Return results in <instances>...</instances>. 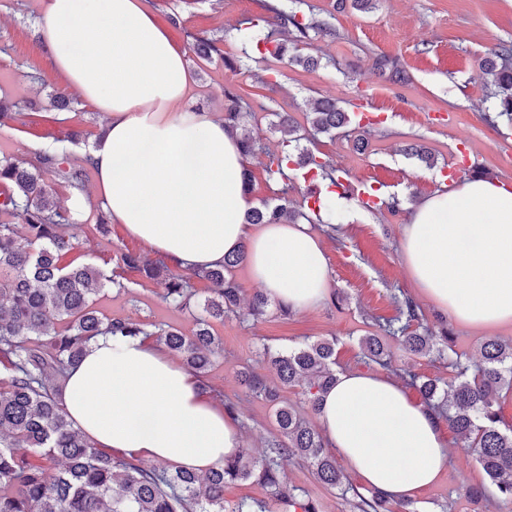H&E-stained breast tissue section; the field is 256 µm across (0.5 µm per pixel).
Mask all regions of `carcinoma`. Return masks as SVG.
I'll return each mask as SVG.
<instances>
[{"label": "carcinoma", "instance_id": "1", "mask_svg": "<svg viewBox=\"0 0 512 512\" xmlns=\"http://www.w3.org/2000/svg\"><path fill=\"white\" fill-rule=\"evenodd\" d=\"M282 35L255 41L257 53L279 61L314 67L318 60L297 54L293 28L327 35L330 29L314 22L301 23L294 14H283L273 5ZM218 38L195 37L191 51L198 57L219 52ZM374 66L389 70L391 79L405 83V70L384 56ZM490 77L499 115H512V47L489 51L482 64ZM224 126L234 133L246 157L265 156V171L272 181H285L278 203L252 207L248 224L322 223L321 217L290 206L285 168L290 156L275 154L261 145L243 123L239 96L224 89ZM40 106L30 100L6 106L0 101V126L24 123ZM317 133L347 128L356 147L364 149L361 129L351 126L348 113L330 98L315 100L308 112ZM308 152L304 162L316 169V177L338 186L336 168L315 162ZM87 168L68 156L42 153L32 159L0 157V512H226L224 485L255 479L271 489V501L241 500L231 512H320L317 501L283 484L281 461L306 463L325 487L352 494L355 512H415L413 504L397 503L374 487L359 491L330 453L321 434L301 419L291 405L280 401V392L301 387L309 408L319 409V396L336 381L331 366L336 361L337 337L305 343L289 351L268 355L275 379L256 372L244 384L256 396L275 406L278 435L272 437L259 458L242 452L224 466L201 476L187 470H171L157 463L142 466L124 456H114L95 446L74 427L62 401L64 378L77 364L88 344L101 335L119 339L155 336L196 376L206 374L223 352L213 336L210 320L237 314L244 288L232 270L246 260L240 250L224 257V265L201 270L172 271L162 260L152 261L134 252H123L119 261L149 280H164L162 298L179 307L200 308L195 328L185 333L131 318H110L95 308V297L108 285L123 291V282L91 264H62L63 254L77 241L78 220L58 200V190H83ZM213 285L211 295L198 301L194 280ZM397 315L378 324L379 332L360 339L366 362L390 364L382 336L396 340L415 356L443 355L448 347V327L424 323L418 305L409 297L396 298ZM459 381L441 384L410 369L404 381L416 388L424 406L438 412L472 449L499 498L512 503V424L503 425L497 407L502 390L512 389V342L496 338L481 347L479 362L450 361Z\"/></svg>", "mask_w": 512, "mask_h": 512}]
</instances>
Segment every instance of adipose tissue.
Instances as JSON below:
<instances>
[{
	"label": "adipose tissue",
	"instance_id": "adipose-tissue-1",
	"mask_svg": "<svg viewBox=\"0 0 512 512\" xmlns=\"http://www.w3.org/2000/svg\"><path fill=\"white\" fill-rule=\"evenodd\" d=\"M40 34L67 86L108 122L88 155L113 223L184 268H214L246 249L269 300L292 311L322 305L329 271L319 239L304 224L245 222L253 202L237 138L191 105L186 54L145 0H45ZM402 252L414 285L454 322L512 321V191L498 182L435 191L405 224ZM64 405L98 447L197 473L244 446L235 416L142 336L95 338L70 373ZM318 420L344 465L391 499H414L447 464L438 419L393 380L337 374Z\"/></svg>",
	"mask_w": 512,
	"mask_h": 512
}]
</instances>
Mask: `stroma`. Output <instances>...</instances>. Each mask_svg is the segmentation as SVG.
<instances>
[{
  "mask_svg": "<svg viewBox=\"0 0 512 512\" xmlns=\"http://www.w3.org/2000/svg\"><path fill=\"white\" fill-rule=\"evenodd\" d=\"M304 21L326 23L331 36L309 34L298 40L301 53L322 57L324 66L305 69L296 64L244 60V71L228 69L225 58H243L245 28L264 37L270 27L263 19L265 2ZM156 23L172 43L188 50L193 34L222 37V52L202 61L189 56L194 74L190 99L196 108L222 116L224 91L240 97L244 121L254 137L270 151L296 153L283 146L275 115L291 113L306 124L312 100L337 99L344 110L385 113V123L371 129L366 152L340 134H321L311 143L316 156L348 173L350 181L365 180L378 189L383 200H398L397 210L371 212L357 199L337 210L338 227L327 235L324 225H311L326 253L330 289L335 303H324L304 313L281 316L269 306L266 316L253 319L247 309L238 316L212 324L224 353L206 378L207 396L213 401L236 403V418L253 454H261L265 441L277 433L274 409L243 384L241 373L250 368L271 376L260 360L263 347L285 351L320 338L337 337L336 372L373 373L397 379L403 366L449 382L456 373L447 361L416 357L398 344H390L391 368L365 364L359 341L376 329V320L395 316L394 299L408 295L425 319L434 320L438 308L414 288L402 258L403 228L414 207L441 187V170L451 165L459 143H466L473 166L486 179L512 188V123L497 116L496 101L485 86L480 65L487 53L512 44V0H379L369 13L336 0H147ZM43 0H0V99L21 102L41 95L43 89L65 88L38 33ZM178 23H171V16ZM383 56L404 68L409 82L395 83L374 70ZM40 72L44 84L29 80ZM450 113L448 126L434 125L431 117ZM105 120L93 106L74 98L70 110L42 111L24 123L0 127V155L34 156L36 150L67 154L79 159L97 145ZM427 147L435 168L412 155L408 147ZM78 243L63 256V263L115 265L121 251L149 254V247L127 235L123 225L112 223L100 204H92L79 219ZM126 291L104 288L99 308L107 315L163 324L183 331L195 326L197 308L181 309L162 300V287L140 273L125 274ZM449 346L462 361L478 359L487 339H512V322L494 327H467L449 322ZM449 463L433 486L415 500L418 512H512L495 487L487 499L473 504L465 495L469 486L484 483L485 476L462 440L445 433ZM288 484L315 499L321 512H353L348 500L323 486L304 462L283 466Z\"/></svg>",
  "mask_w": 512,
  "mask_h": 512,
  "instance_id": "obj_1",
  "label": "stroma"
}]
</instances>
